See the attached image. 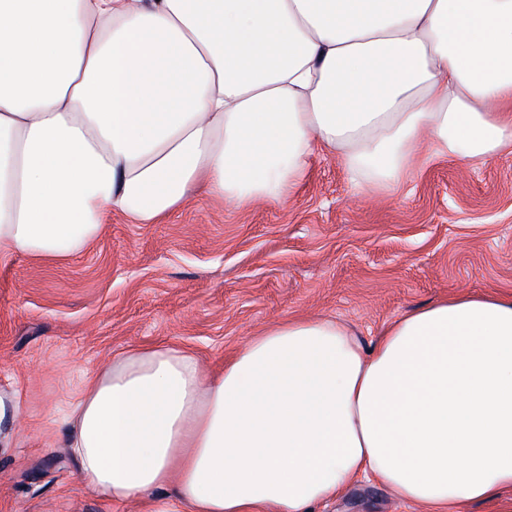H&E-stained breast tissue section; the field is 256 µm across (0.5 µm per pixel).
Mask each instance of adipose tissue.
Here are the masks:
<instances>
[{
    "label": "adipose tissue",
    "instance_id": "obj_1",
    "mask_svg": "<svg viewBox=\"0 0 512 512\" xmlns=\"http://www.w3.org/2000/svg\"><path fill=\"white\" fill-rule=\"evenodd\" d=\"M512 0H0V263L64 262L105 215L278 201L314 154L373 187L512 148ZM83 485L151 512H314L373 476L423 512L512 495V296L460 295L370 349L283 320L207 372L116 354L71 406Z\"/></svg>",
    "mask_w": 512,
    "mask_h": 512
}]
</instances>
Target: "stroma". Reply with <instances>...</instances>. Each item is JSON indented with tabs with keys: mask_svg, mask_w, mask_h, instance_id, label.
I'll return each instance as SVG.
<instances>
[{
	"mask_svg": "<svg viewBox=\"0 0 512 512\" xmlns=\"http://www.w3.org/2000/svg\"><path fill=\"white\" fill-rule=\"evenodd\" d=\"M462 292L512 295V151L431 156L375 191L318 154L285 200L199 192L159 224L106 215L67 262L1 264L0 391L22 410L0 452V512H148L88 490L63 446L86 378L122 350L165 342L216 368L290 317L341 321L368 348ZM315 512L422 510L362 480Z\"/></svg>",
	"mask_w": 512,
	"mask_h": 512,
	"instance_id": "1",
	"label": "stroma"
}]
</instances>
